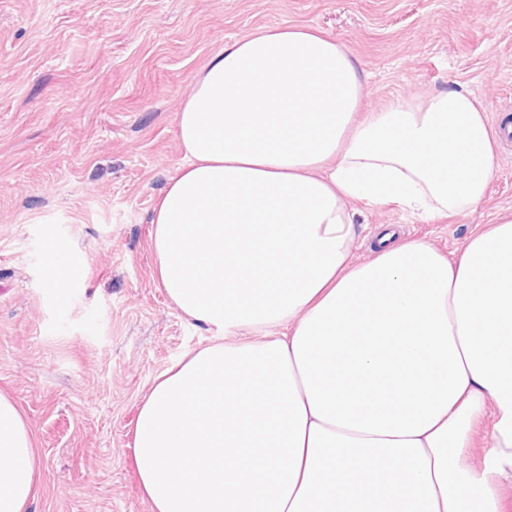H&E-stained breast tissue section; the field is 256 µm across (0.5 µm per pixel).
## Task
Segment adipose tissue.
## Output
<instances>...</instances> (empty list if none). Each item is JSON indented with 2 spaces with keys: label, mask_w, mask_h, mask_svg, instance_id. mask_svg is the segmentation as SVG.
Wrapping results in <instances>:
<instances>
[{
  "label": "adipose tissue",
  "mask_w": 512,
  "mask_h": 512,
  "mask_svg": "<svg viewBox=\"0 0 512 512\" xmlns=\"http://www.w3.org/2000/svg\"><path fill=\"white\" fill-rule=\"evenodd\" d=\"M368 78L295 25L256 27L195 74L151 248L170 302L216 338L139 410L151 512H512V212L452 260L389 229L360 262L347 206L468 214L497 135L458 90L362 112ZM37 466L0 394V512H27Z\"/></svg>",
  "instance_id": "obj_1"
}]
</instances>
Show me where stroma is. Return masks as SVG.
I'll use <instances>...</instances> for the list:
<instances>
[{
    "instance_id": "35a3bbf8",
    "label": "stroma",
    "mask_w": 512,
    "mask_h": 512,
    "mask_svg": "<svg viewBox=\"0 0 512 512\" xmlns=\"http://www.w3.org/2000/svg\"><path fill=\"white\" fill-rule=\"evenodd\" d=\"M318 28L369 72L365 109L467 89L512 118V0H0V393L39 458L28 512H150L132 457L152 382L213 332L160 288L150 220L181 163L194 74L258 26ZM485 200L423 219L351 201L354 254L382 226L453 258L512 210V149ZM71 283L48 286L56 252Z\"/></svg>"
}]
</instances>
